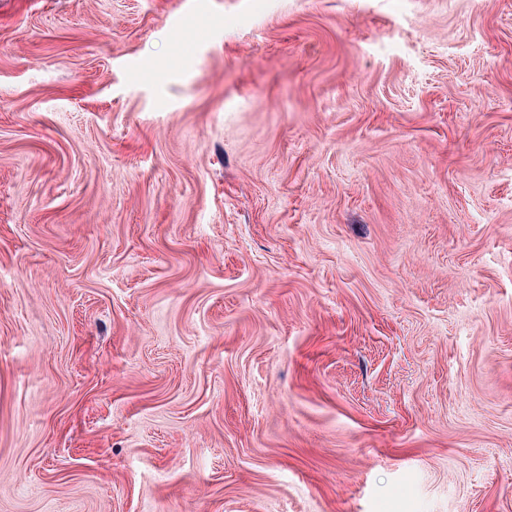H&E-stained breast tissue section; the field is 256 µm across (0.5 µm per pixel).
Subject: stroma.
I'll list each match as a JSON object with an SVG mask.
<instances>
[{"label":"stroma","instance_id":"stroma-1","mask_svg":"<svg viewBox=\"0 0 512 512\" xmlns=\"http://www.w3.org/2000/svg\"><path fill=\"white\" fill-rule=\"evenodd\" d=\"M0 512H512V0H0Z\"/></svg>","mask_w":512,"mask_h":512}]
</instances>
